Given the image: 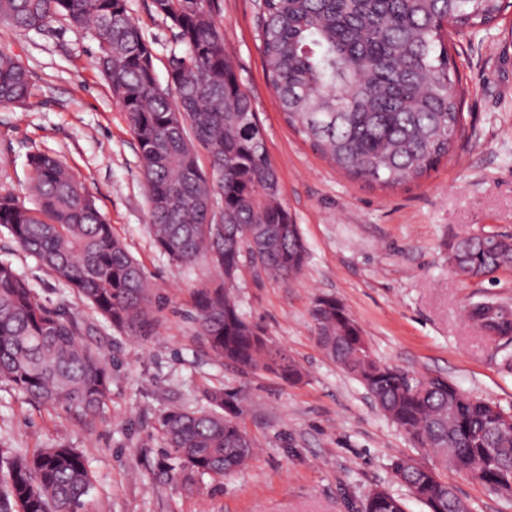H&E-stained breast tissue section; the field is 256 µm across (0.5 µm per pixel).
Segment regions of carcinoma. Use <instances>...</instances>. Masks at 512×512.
<instances>
[{
  "instance_id": "1",
  "label": "carcinoma",
  "mask_w": 512,
  "mask_h": 512,
  "mask_svg": "<svg viewBox=\"0 0 512 512\" xmlns=\"http://www.w3.org/2000/svg\"><path fill=\"white\" fill-rule=\"evenodd\" d=\"M175 30L167 86L127 0H0V19L40 32L61 16L97 43L95 64L137 141L153 241L180 265L204 258L224 273L244 263L286 281L303 268L299 226L280 202L263 128L235 71L213 0H152ZM512 0H262L260 52L276 105L311 149L354 180L393 189L430 175L464 133L463 99L449 29L465 35L497 21ZM31 95L26 67L0 52V104ZM205 150L210 170L199 164ZM34 207L0 196V227L113 328L153 332L141 265L57 158H29ZM449 261L465 279L512 268V238L464 236ZM323 349L359 381L392 423L445 465L512 497V417L443 377H414L380 363L360 327L334 299L315 304ZM468 316L504 349L512 309L484 300ZM193 320L212 352L243 370L298 374L288 355L260 339L232 293L219 284L194 293ZM63 306L38 302L11 263L0 261V383L27 399L85 416L107 406L112 377ZM234 395L210 406L173 408L165 441L191 473L226 476L252 454ZM0 512H78L92 488L84 456L59 446L6 459ZM402 480L428 512H469L447 482L410 458ZM363 512H405L401 499L368 496Z\"/></svg>"
}]
</instances>
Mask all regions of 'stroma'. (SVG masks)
I'll list each match as a JSON object with an SVG mask.
<instances>
[{
    "mask_svg": "<svg viewBox=\"0 0 512 512\" xmlns=\"http://www.w3.org/2000/svg\"><path fill=\"white\" fill-rule=\"evenodd\" d=\"M259 3L215 0L214 18L308 256L285 282L244 267L232 289L245 317L296 362L299 380L242 371L216 358L198 335L194 292L223 275L203 263L176 265L156 249L137 142L94 65L95 42L61 18L41 32L1 21L0 51L28 68L32 94L22 104H0V195L31 204L28 156H56L142 264L159 307L153 335L116 331L1 228L0 261L12 264L36 300L66 305L90 325L87 342L108 363L112 385L104 412L83 417L34 405L0 384V453L79 449L93 478L79 512H361L375 489L403 500L406 512H427L395 477L391 464L399 456L436 469L470 512H512V499L444 466L431 449L414 447L326 354L313 317L317 299H336L382 363L445 377L512 410L505 352L467 317L469 304L485 299L512 305V269L467 281L448 261L462 236H512V9L455 40L465 135L448 160L419 182L380 190L338 171L288 125L259 50ZM128 8L153 49L159 80H166L176 47L171 29L151 0H128ZM216 389L243 398L240 424L254 452L230 476L188 482L166 446L162 419L174 407L206 406Z\"/></svg>",
    "mask_w": 512,
    "mask_h": 512,
    "instance_id": "stroma-1",
    "label": "stroma"
}]
</instances>
